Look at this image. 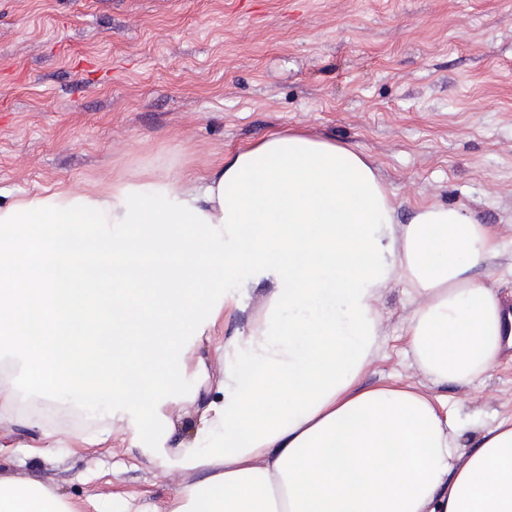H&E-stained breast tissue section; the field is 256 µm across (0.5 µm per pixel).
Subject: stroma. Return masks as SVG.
I'll return each mask as SVG.
<instances>
[{
	"instance_id": "1",
	"label": "stroma",
	"mask_w": 512,
	"mask_h": 512,
	"mask_svg": "<svg viewBox=\"0 0 512 512\" xmlns=\"http://www.w3.org/2000/svg\"><path fill=\"white\" fill-rule=\"evenodd\" d=\"M366 156L400 222L415 207L466 208L506 244L476 276L512 303V0H0V206L57 183L200 173L284 128ZM248 313L217 326L213 352L245 329L263 287L240 274ZM381 349L363 387L407 381L478 425L512 415V349L473 387L434 385L407 356L411 308L384 291ZM0 434L38 445L43 429L88 446L28 459L18 476L56 486L83 512L123 500L165 508L163 472L114 430L105 404L46 398L13 365ZM17 394L16 386L9 381H0V431L1 428L20 422L12 412V405Z\"/></svg>"
}]
</instances>
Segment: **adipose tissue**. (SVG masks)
<instances>
[{
	"label": "adipose tissue",
	"mask_w": 512,
	"mask_h": 512,
	"mask_svg": "<svg viewBox=\"0 0 512 512\" xmlns=\"http://www.w3.org/2000/svg\"><path fill=\"white\" fill-rule=\"evenodd\" d=\"M498 234L466 209L418 206L409 223L353 148L285 128L202 175L81 192L58 184L0 206V336L46 393L104 396L143 454L203 473L167 512H512V416L472 447L414 386L362 387L393 284L433 384L499 362L512 311L477 267ZM264 285L247 330L192 353ZM195 404L193 438L170 406ZM0 512H79L52 484L0 472Z\"/></svg>",
	"instance_id": "obj_1"
}]
</instances>
